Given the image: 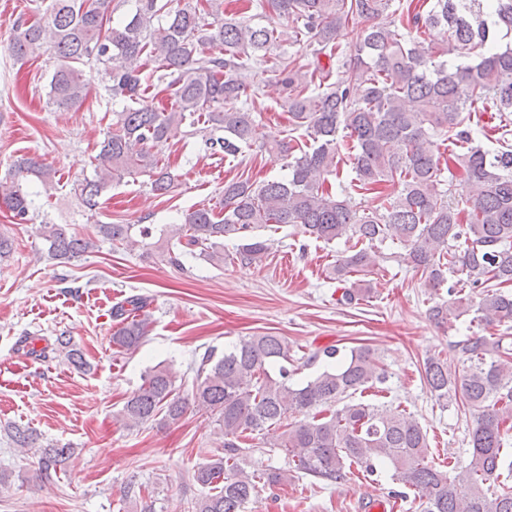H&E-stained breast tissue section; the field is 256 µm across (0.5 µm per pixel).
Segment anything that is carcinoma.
I'll return each instance as SVG.
<instances>
[{
	"label": "carcinoma",
	"mask_w": 512,
	"mask_h": 512,
	"mask_svg": "<svg viewBox=\"0 0 512 512\" xmlns=\"http://www.w3.org/2000/svg\"><path fill=\"white\" fill-rule=\"evenodd\" d=\"M397 8H391L393 3ZM127 11L118 22L113 14ZM268 23L256 26L224 17V0H49L45 17L19 16L9 50L16 59L49 52L57 60L47 105L75 108L87 95L81 67L101 65L108 75L112 123L93 158L91 177L72 181L78 217L92 218L112 182L146 175L150 191L167 196L174 188L170 164L153 149L177 137L182 128L206 124L211 154L237 157L250 145L255 117L247 107L249 63L272 60L275 84L284 92L291 131H304L296 147L282 139L265 150L286 159L288 173L255 184L224 181L219 206L182 214L181 222L159 229L156 247L174 265L181 257L213 264L262 262L270 243L258 231L273 224H298L304 236L330 244L354 241L349 254L330 266L343 285L338 301L351 304L366 288L349 284L354 273L377 265V248L391 240L404 252L399 262L424 276L434 291L450 277L479 290L477 307L448 288L453 302L428 309L445 326L469 312L471 322L489 327L512 321V0H260ZM365 20L362 28L352 20ZM443 30L439 44L420 34ZM310 48L309 68L297 59L273 55L284 34ZM358 47L341 59L342 42ZM327 62H322V59ZM173 97L170 110L153 100ZM491 104L482 134L497 132L496 147L475 144L468 122L475 104ZM354 151L352 177L344 182L342 150ZM36 177L54 189V173L36 157L22 158L0 178V210L12 223L26 224L40 212ZM393 187L385 194L383 189ZM375 194L379 209L367 213L352 192ZM70 223L43 218L42 238L50 260H73L99 241L123 243L132 224H99L97 236ZM239 241L224 254V238ZM149 302L132 296L112 310L117 321L112 343L134 350L142 343ZM508 337L474 335L455 344L467 362L455 375L440 355L428 357L424 379L435 399L458 400L477 413L469 431V459L443 470L427 462L426 432L413 416L386 403L346 401L388 378L378 352L353 347L338 364L307 382L290 383L288 341L282 336H244L221 357L203 356L191 393L176 392L172 368L157 365L124 402L118 415L137 430L163 415L180 421L191 408L214 416L224 452L202 463L193 479L208 492L191 512H244L262 485L288 482L290 470L254 466L249 436L282 427V448L294 468L315 478L340 481L355 468L373 476L384 465L391 479L414 492L422 512H512V492L485 488L500 476L508 429H512V349ZM43 346L38 348L36 343ZM29 355L52 354L75 368L83 354L65 336L25 337ZM279 364L278 377L268 367ZM342 403V407L333 405ZM295 421L288 422V418ZM19 448L38 435L13 427ZM71 449L49 444L38 458L49 477Z\"/></svg>",
	"instance_id": "cac0c4a2"
}]
</instances>
